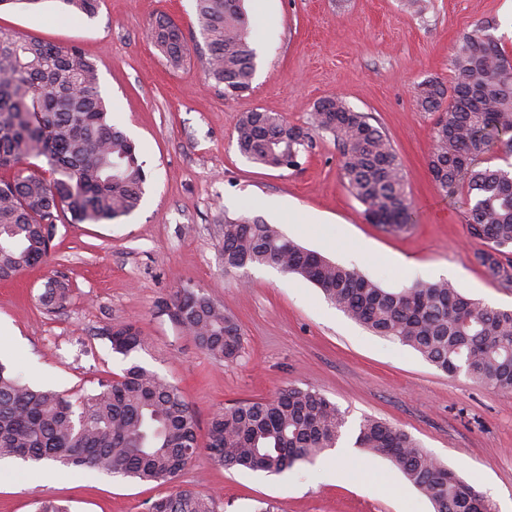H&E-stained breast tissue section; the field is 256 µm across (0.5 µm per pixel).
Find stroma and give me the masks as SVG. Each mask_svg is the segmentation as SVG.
Segmentation results:
<instances>
[{
  "label": "stroma",
  "mask_w": 512,
  "mask_h": 512,
  "mask_svg": "<svg viewBox=\"0 0 512 512\" xmlns=\"http://www.w3.org/2000/svg\"><path fill=\"white\" fill-rule=\"evenodd\" d=\"M257 51L249 94L228 97L204 78V48L193 0H102L94 18L0 10V27L79 47L97 66L112 121L139 149L149 175L133 214L108 224L53 226L46 261L0 282V346L30 384L73 397L138 363L175 383L206 444L213 414L229 403L269 397L290 385L311 387L336 403L345 433L372 417L404 430L439 462L475 485L495 512H512V391L462 374L448 375L399 342L374 335L329 304L310 282L266 266L224 272L222 225L243 213L277 225L288 238L357 269L382 287L447 280L489 306L512 309V283L475 258L461 197L447 198L427 169L434 113L415 98L430 77L452 82L453 47L481 23L512 54V0H425L422 13L400 0H245ZM166 15L190 49L184 68L168 67L148 27ZM341 95L371 113L391 137L409 177L414 222L390 233L368 223L347 190L332 135H315L299 167L272 169L237 148L235 123L256 109L303 126L315 103ZM313 212L298 224L293 209ZM69 283L65 309L40 302L50 280ZM193 287L238 322L235 360L205 354L176 325L174 292ZM137 321L146 346L131 358L113 352L104 329ZM216 494V512H433L430 501L382 457L328 452L279 475L226 470L199 455L174 483L70 470L16 471L0 482V512H35L53 499L70 512H148L172 485Z\"/></svg>",
  "instance_id": "stroma-1"
}]
</instances>
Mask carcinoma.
<instances>
[{"instance_id": "cac0c4a2", "label": "carcinoma", "mask_w": 512, "mask_h": 512, "mask_svg": "<svg viewBox=\"0 0 512 512\" xmlns=\"http://www.w3.org/2000/svg\"><path fill=\"white\" fill-rule=\"evenodd\" d=\"M59 11L93 18L100 0H55ZM243 0H195L205 73L224 95L252 89L257 52ZM150 35L167 63L181 67L190 54L170 19L151 23ZM455 81L420 83L419 105L435 113L428 171L437 189L465 192L470 235L486 249L476 259L494 277L512 282V57L489 34L463 36L453 48ZM98 72L80 48L0 28V280L44 261L51 226L100 224L139 208L147 174L134 142L112 125ZM368 112L343 97L314 105L309 126H291L276 113L255 110L235 125L247 160L294 168L313 131L331 134L342 153L349 192L370 223L399 232L414 223L408 175L393 141ZM43 158L45 171L23 163ZM224 271L263 265L295 274L361 326L406 345L448 375L465 373L488 388L512 391V310L471 299L446 280L390 290L370 277L305 249L260 217H224ZM70 288L45 287L43 304L65 307ZM172 320L208 356L230 361L241 329L205 293L181 288ZM112 351L125 357L145 346L139 327L122 321L106 329ZM344 414L319 391L290 385L269 398L235 402L209 422L206 451L221 468L269 475L312 463L336 447ZM198 420L180 388L133 362L116 379L74 403L53 389H35L0 363V459L43 460L141 481H170L199 453ZM356 447L389 460L433 505L434 512H494L492 502L438 462L405 431L376 419L359 425ZM211 494L176 486L154 500L151 512H215Z\"/></svg>"}]
</instances>
